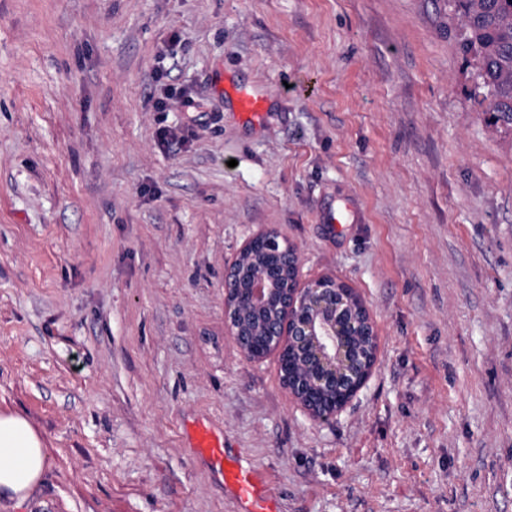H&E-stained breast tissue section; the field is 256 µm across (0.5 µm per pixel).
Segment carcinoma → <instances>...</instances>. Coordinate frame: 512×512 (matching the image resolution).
Returning a JSON list of instances; mask_svg holds the SVG:
<instances>
[{
	"label": "carcinoma",
	"instance_id": "carcinoma-1",
	"mask_svg": "<svg viewBox=\"0 0 512 512\" xmlns=\"http://www.w3.org/2000/svg\"><path fill=\"white\" fill-rule=\"evenodd\" d=\"M452 35L475 66V95L495 126L512 128V0H453Z\"/></svg>",
	"mask_w": 512,
	"mask_h": 512
}]
</instances>
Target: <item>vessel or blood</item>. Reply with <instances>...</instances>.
<instances>
[{
  "label": "vessel or blood",
  "instance_id": "1",
  "mask_svg": "<svg viewBox=\"0 0 512 512\" xmlns=\"http://www.w3.org/2000/svg\"><path fill=\"white\" fill-rule=\"evenodd\" d=\"M233 96L243 120L256 122L263 118L265 104L258 94L237 89ZM189 446L204 456L211 468L223 477L238 505V512H274L258 469L253 464L230 459L223 437L199 426L191 432Z\"/></svg>",
  "mask_w": 512,
  "mask_h": 512
}]
</instances>
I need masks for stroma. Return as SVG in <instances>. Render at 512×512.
Returning <instances> with one entry per match:
<instances>
[{"label": "stroma", "mask_w": 512, "mask_h": 512, "mask_svg": "<svg viewBox=\"0 0 512 512\" xmlns=\"http://www.w3.org/2000/svg\"><path fill=\"white\" fill-rule=\"evenodd\" d=\"M451 16L0 0V410L48 448L0 512H236L188 446L199 425L275 512H512V131L474 99ZM233 86L261 89L264 122L239 121ZM331 193L357 221L320 223ZM265 227L377 327L370 380L326 424L224 327V269Z\"/></svg>", "instance_id": "1"}]
</instances>
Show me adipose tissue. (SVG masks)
<instances>
[{"mask_svg":"<svg viewBox=\"0 0 512 512\" xmlns=\"http://www.w3.org/2000/svg\"><path fill=\"white\" fill-rule=\"evenodd\" d=\"M46 441L25 416L0 411V499L22 505L40 483Z\"/></svg>","mask_w":512,"mask_h":512,"instance_id":"ef3b65f1","label":"adipose tissue"}]
</instances>
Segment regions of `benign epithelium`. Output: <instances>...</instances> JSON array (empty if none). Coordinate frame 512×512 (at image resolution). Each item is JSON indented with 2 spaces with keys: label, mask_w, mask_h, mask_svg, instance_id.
I'll use <instances>...</instances> for the list:
<instances>
[{
  "label": "benign epithelium",
  "mask_w": 512,
  "mask_h": 512,
  "mask_svg": "<svg viewBox=\"0 0 512 512\" xmlns=\"http://www.w3.org/2000/svg\"><path fill=\"white\" fill-rule=\"evenodd\" d=\"M261 239L282 254L278 265L257 264L244 271L233 261L224 271V324L243 356L271 355L292 366L281 376L288 398L316 422L341 413L367 383L377 361L378 336L369 309L353 288L332 276L286 284L289 269L300 270L296 248L277 230L249 237L240 252Z\"/></svg>",
  "instance_id": "benign-epithelium-1"
}]
</instances>
